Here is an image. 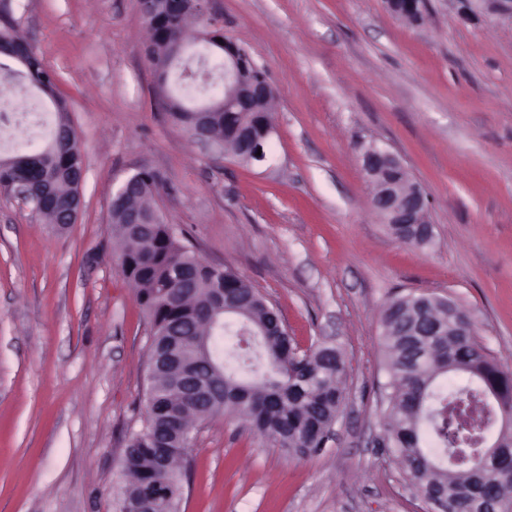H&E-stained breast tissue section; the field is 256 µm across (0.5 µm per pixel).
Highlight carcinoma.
I'll use <instances>...</instances> for the list:
<instances>
[{"instance_id":"carcinoma-1","label":"carcinoma","mask_w":512,"mask_h":512,"mask_svg":"<svg viewBox=\"0 0 512 512\" xmlns=\"http://www.w3.org/2000/svg\"><path fill=\"white\" fill-rule=\"evenodd\" d=\"M192 20L181 19L174 32L149 28L145 52L152 65L165 63V49L174 38L185 39ZM43 59L30 51L27 80L45 79ZM274 109L261 100L245 97L235 112L223 113L212 127L226 137L233 157L250 164L260 149L269 151L267 129ZM247 124L252 132L236 141L233 128ZM82 169L78 143L55 155L52 169L39 154L18 153L0 167V189L19 182L51 180L57 203L38 215L48 224L62 223L73 193V176ZM166 188L156 171L145 170L121 204L110 205L108 232L120 251L122 273L135 288L151 324L148 360L165 349L167 334L182 336L184 357L200 362V375L212 391L197 405L178 403L171 370L149 369L141 429L129 434L122 457L124 484L115 512H133L148 486L169 489L168 512H179L180 489L187 475L194 435H184L169 421V412L185 414V425L198 430L216 415L233 414L251 430L287 452L315 455L323 450L324 430L340 414L345 399V362L336 347L321 342L299 349L275 306L234 268L223 266L214 274L181 228L160 224H121L120 209L148 214L155 198ZM419 224H391L395 238L423 246ZM461 308L444 297L409 294L391 299L382 312V337L388 381L380 387L387 432L386 448L400 461L406 480L418 497L440 503L435 512H512V435L502 436V460L493 463L481 455L448 467V458L463 440L453 422L428 418V413L451 403L490 397L492 412H512V370L502 368L480 344L472 322L460 318ZM172 466L158 469V453Z\"/></svg>"}]
</instances>
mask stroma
I'll return each instance as SVG.
<instances>
[{"label": "stroma", "mask_w": 512, "mask_h": 512, "mask_svg": "<svg viewBox=\"0 0 512 512\" xmlns=\"http://www.w3.org/2000/svg\"><path fill=\"white\" fill-rule=\"evenodd\" d=\"M225 37L273 83L267 164L196 143L161 103L137 0H0V30L58 77L83 159L82 207L65 233L0 191V512H113L148 387L150 325L107 231L113 191L150 168L156 200L200 255L279 309L303 348L346 363V400L315 456L293 458L232 415L193 440L181 512H425L381 448L387 379L381 310L449 297L512 368V19L423 0H210ZM49 126L0 129V158L49 142ZM397 154L430 201L434 239L394 240L371 205L364 145Z\"/></svg>", "instance_id": "1"}]
</instances>
